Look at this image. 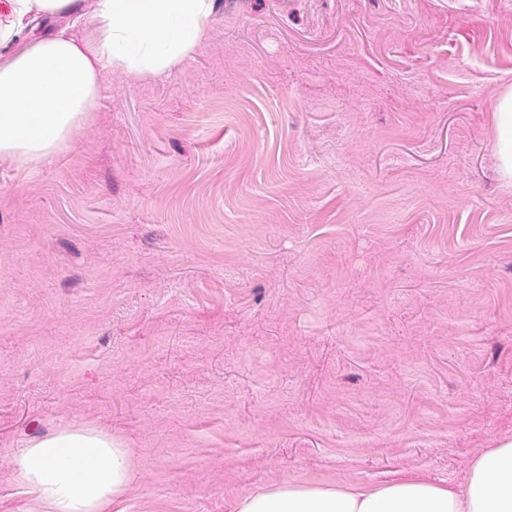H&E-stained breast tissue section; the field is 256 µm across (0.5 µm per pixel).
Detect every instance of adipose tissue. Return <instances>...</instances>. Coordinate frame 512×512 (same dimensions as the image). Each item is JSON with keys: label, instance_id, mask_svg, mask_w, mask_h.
<instances>
[{"label": "adipose tissue", "instance_id": "adipose-tissue-1", "mask_svg": "<svg viewBox=\"0 0 512 512\" xmlns=\"http://www.w3.org/2000/svg\"><path fill=\"white\" fill-rule=\"evenodd\" d=\"M218 0H0L9 15L0 44L32 13L89 16L91 33L43 37L0 62V158L36 166L60 154L98 109L101 71L161 76L200 44ZM494 153L512 180V90L494 109ZM17 485L41 512H104L135 473L126 442L69 423L29 440L8 459ZM233 512H512V442L488 449L458 490L408 479L383 485L324 487L288 483L240 496Z\"/></svg>", "mask_w": 512, "mask_h": 512}]
</instances>
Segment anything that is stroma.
<instances>
[{"mask_svg":"<svg viewBox=\"0 0 512 512\" xmlns=\"http://www.w3.org/2000/svg\"><path fill=\"white\" fill-rule=\"evenodd\" d=\"M510 89L512 0H221L102 73L68 150L0 159V512L72 421L134 450L108 512L462 484L512 441ZM497 136L494 153L499 170L507 181L512 180V90L506 91L494 109Z\"/></svg>","mask_w":512,"mask_h":512,"instance_id":"35a3bbf8","label":"stroma"}]
</instances>
